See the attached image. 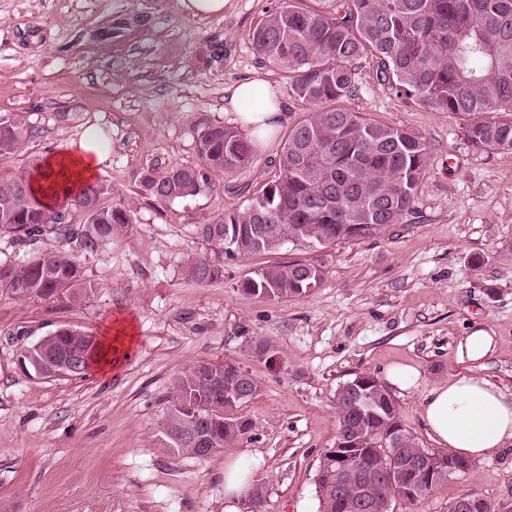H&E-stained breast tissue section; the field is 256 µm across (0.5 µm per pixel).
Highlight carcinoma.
I'll list each match as a JSON object with an SVG mask.
<instances>
[{"instance_id":"carcinoma-1","label":"carcinoma","mask_w":512,"mask_h":512,"mask_svg":"<svg viewBox=\"0 0 512 512\" xmlns=\"http://www.w3.org/2000/svg\"><path fill=\"white\" fill-rule=\"evenodd\" d=\"M328 7L295 0L266 16L251 35L256 53L288 73V91L310 112L288 133L279 162L280 174L244 207L226 206L210 222L197 225V236L210 251L246 258L284 246L272 231L277 224L302 229L303 240L328 247L340 240L364 239L397 224L412 208L429 162L425 138L413 130L358 115L346 102L356 92L357 60L370 59L377 78L396 93L434 112L466 120L471 146L512 152V0H326ZM33 128L17 115L0 121V156L24 149ZM202 167L144 169L139 187L163 204L195 197L212 188L210 173L246 167L254 145L237 130L210 126L198 138ZM318 169L311 178L307 169ZM332 191L336 205L319 204ZM109 186L97 180L74 193L59 194L46 183L31 186V171L21 170L0 183V235L19 244L66 239L79 254L48 249L27 265L0 261V288L20 298H56L80 303L96 292L79 255L94 253L134 222L129 204L103 206ZM84 214L77 225L70 212ZM223 267L208 257L190 261L187 276L200 284L222 276ZM321 270L312 263L288 261L261 268L240 283L243 291L268 300H286L319 284ZM99 351L94 337L62 327L20 357L29 371L44 377L84 374ZM221 384L198 381L193 367L173 384L169 409L158 424L157 438L171 442L175 454L194 456L192 444L177 436L204 427L215 446L224 449L249 424L230 415L250 399L238 392L242 369L208 363ZM339 449L360 471L373 475L390 456H414L419 442L402 424L396 403L370 374H357L336 390ZM393 432L402 446L380 445ZM439 457L433 473L396 470L379 488L381 498L404 494L411 506L426 498L471 461L446 450L426 449ZM340 460L321 454L315 478L319 512H363L353 496L336 493Z\"/></svg>"}]
</instances>
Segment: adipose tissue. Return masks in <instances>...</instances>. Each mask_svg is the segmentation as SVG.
I'll use <instances>...</instances> for the list:
<instances>
[{
	"label": "adipose tissue",
	"instance_id": "adipose-tissue-1",
	"mask_svg": "<svg viewBox=\"0 0 512 512\" xmlns=\"http://www.w3.org/2000/svg\"><path fill=\"white\" fill-rule=\"evenodd\" d=\"M227 99L240 125L253 138L266 140L278 128L281 104L263 79L228 88ZM102 162V142L96 132L87 131L70 151L45 159L33 182L42 184L65 171L75 190L96 176ZM422 420L438 446L470 460H482L512 444V394L476 376H454L428 393ZM263 463L260 453L250 451L225 462L224 512H241L253 487L252 475Z\"/></svg>",
	"mask_w": 512,
	"mask_h": 512
}]
</instances>
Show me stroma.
I'll use <instances>...</instances> for the list:
<instances>
[{
    "label": "stroma",
    "instance_id": "1",
    "mask_svg": "<svg viewBox=\"0 0 512 512\" xmlns=\"http://www.w3.org/2000/svg\"><path fill=\"white\" fill-rule=\"evenodd\" d=\"M287 3L229 0L222 15L193 17L181 0H0V121L22 115L33 128L22 152L0 156V182L96 127L105 146L97 177L110 187L102 203L136 210L127 231L81 256L97 285L85 301L0 288V512H224V453L190 458L156 438L174 380L205 362L239 365L260 386L233 412L250 427L232 450L264 458L253 474L261 512H318L319 458L339 434L335 393L357 374L386 384L424 448L434 442L421 405L438 382L475 375L512 393V152L472 147L462 119L398 95L372 61H357L349 107L430 145L411 212L375 237L228 258L223 277L205 284L187 277L208 253L197 225L278 176L288 132L307 112L250 39ZM255 77L282 104L272 145H256L243 169L212 173L209 192L150 204L137 174L202 166L200 132L238 127L225 91ZM288 260L320 267L319 285L282 301L242 290L245 276ZM120 321L134 339L111 374L19 369L21 351L58 328L100 337ZM477 326L494 340L480 365L457 354ZM262 341L271 351L259 356ZM397 366L417 371L413 386L389 383ZM465 492L511 501L512 445L411 512H448Z\"/></svg>",
    "mask_w": 512,
    "mask_h": 512
}]
</instances>
